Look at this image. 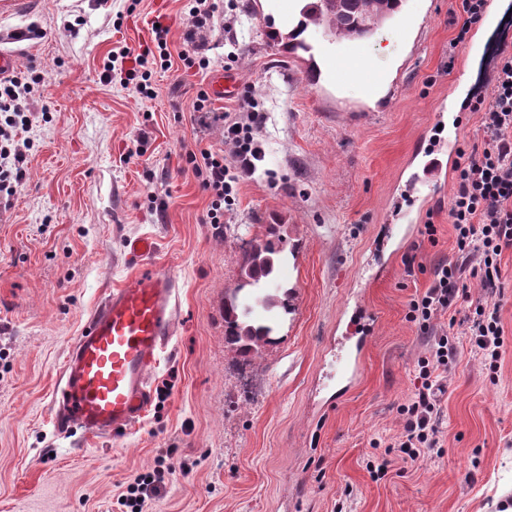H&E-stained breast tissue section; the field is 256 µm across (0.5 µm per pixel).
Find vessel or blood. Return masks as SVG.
<instances>
[{
    "mask_svg": "<svg viewBox=\"0 0 512 512\" xmlns=\"http://www.w3.org/2000/svg\"><path fill=\"white\" fill-rule=\"evenodd\" d=\"M454 157L451 144L424 152L401 192L425 201L427 190L445 185ZM126 248L137 265L135 273L109 290L90 312L58 382L57 428L75 429L88 438L126 433L147 412L152 401L151 376L174 321L176 284L150 264L153 241L137 238L128 241ZM363 348V341H356L338 357L341 380L356 379Z\"/></svg>",
    "mask_w": 512,
    "mask_h": 512,
    "instance_id": "obj_1",
    "label": "vessel or blood"
}]
</instances>
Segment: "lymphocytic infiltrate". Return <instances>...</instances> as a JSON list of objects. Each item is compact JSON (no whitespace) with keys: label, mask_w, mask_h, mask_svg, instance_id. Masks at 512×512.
I'll return each instance as SVG.
<instances>
[{"label":"lymphocytic infiltrate","mask_w":512,"mask_h":512,"mask_svg":"<svg viewBox=\"0 0 512 512\" xmlns=\"http://www.w3.org/2000/svg\"><path fill=\"white\" fill-rule=\"evenodd\" d=\"M185 42L179 55L185 68L207 71L208 38L218 29L213 0H188ZM167 26L154 30L155 49L134 52L124 46L110 52L103 63L105 81H119L144 98H154L150 85L154 67L169 69ZM40 75L14 74L0 78V194L12 193L15 183L26 175L24 164L32 146L25 134L35 120L29 100ZM492 93L472 99L470 112L477 114L482 141L462 143L455 150L452 166L454 193L448 208V222L455 231L456 256L436 264L428 288L409 302L408 317L416 322L428 343L418 361L415 390L409 402L401 404L398 415L403 430L394 446L403 459L417 461L426 450L440 443L438 420L441 395L448 366L458 354V341L447 332H436L434 322L466 300V278H473L481 295L469 307L462 323L470 338V351L490 369H497L504 353L499 306L503 297L501 256L512 249V49L499 47L495 56ZM238 115H224L225 143L234 148L232 164L211 148L187 150L186 160L210 199L205 221L220 224L224 209L233 205L237 186L256 171L265 155L256 133L264 121L251 91L237 99Z\"/></svg>","instance_id":"1"}]
</instances>
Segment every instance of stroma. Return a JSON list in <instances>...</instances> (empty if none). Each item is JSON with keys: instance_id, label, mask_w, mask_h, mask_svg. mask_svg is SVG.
<instances>
[{"instance_id": "stroma-1", "label": "stroma", "mask_w": 512, "mask_h": 512, "mask_svg": "<svg viewBox=\"0 0 512 512\" xmlns=\"http://www.w3.org/2000/svg\"><path fill=\"white\" fill-rule=\"evenodd\" d=\"M186 0H37L0 17V47L41 75L25 179L0 202V512H118L129 483L172 455L175 470L144 512H497L512 499V251L501 257L499 317L507 352L490 372L460 337L442 396L441 449L416 462L392 457L373 480L368 460L401 431L398 405L414 390L426 339L407 316L439 260L452 257V186L420 212L408 244L380 251L398 181L412 152L435 133L451 83L490 94L512 9H496L450 49L459 0H406L364 39L335 40L309 27L321 71L284 52L268 26L288 32L301 0H215L233 19L213 36V73L252 87L266 114L265 158L238 187L224 222L204 218L210 197L185 159L196 141L232 161L221 122L199 129L192 103L210 79L185 69ZM169 25L175 61L156 70L151 100L103 82L121 44L152 42ZM465 60L448 66L449 54ZM361 62L360 81L336 70ZM375 93L366 83L380 72ZM433 220L435 241L423 240ZM278 224L292 256L278 283L288 293L260 358L224 339V300L243 256ZM141 236L178 285L173 335L152 376L147 414L119 438L83 439L54 424L69 347L107 289L132 274L125 244ZM415 253L406 267V253ZM376 317L358 381L336 390V340L350 309Z\"/></svg>"}]
</instances>
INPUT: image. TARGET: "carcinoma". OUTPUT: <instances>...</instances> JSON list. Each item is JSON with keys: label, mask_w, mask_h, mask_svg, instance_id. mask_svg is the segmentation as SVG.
<instances>
[{"label": "carcinoma", "mask_w": 512, "mask_h": 512, "mask_svg": "<svg viewBox=\"0 0 512 512\" xmlns=\"http://www.w3.org/2000/svg\"><path fill=\"white\" fill-rule=\"evenodd\" d=\"M404 0H313L300 9V19L287 33L291 50L305 53L313 48L303 34L309 26L324 28L334 38H363L368 31L360 28L365 18L378 25L391 19ZM288 261L285 240L276 226L268 229V237L260 240L247 255L241 278L248 282L244 293L232 292L224 301L225 341L244 355L257 358L271 342L277 326L275 309L288 310V302L275 291L277 272Z\"/></svg>", "instance_id": "carcinoma-1"}]
</instances>
